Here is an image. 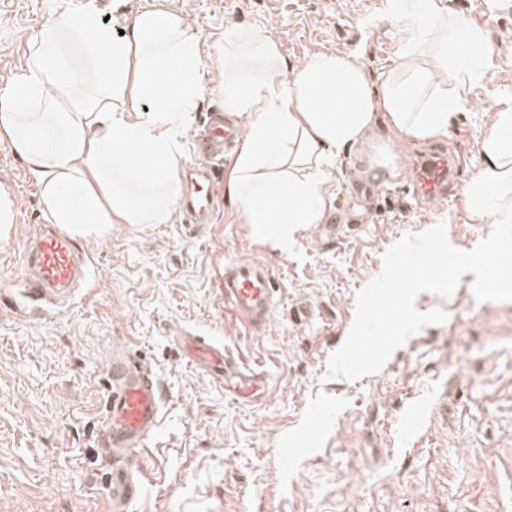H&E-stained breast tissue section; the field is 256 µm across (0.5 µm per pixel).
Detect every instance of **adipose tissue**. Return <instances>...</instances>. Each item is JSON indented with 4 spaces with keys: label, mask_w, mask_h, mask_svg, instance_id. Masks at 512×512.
<instances>
[{
    "label": "adipose tissue",
    "mask_w": 512,
    "mask_h": 512,
    "mask_svg": "<svg viewBox=\"0 0 512 512\" xmlns=\"http://www.w3.org/2000/svg\"><path fill=\"white\" fill-rule=\"evenodd\" d=\"M405 35L392 66L371 78L353 53L319 52L287 66L264 29L224 32V110L242 143L224 181L241 223L288 251L322 223L323 186L342 153L383 127L393 143L447 135L496 47L467 19L418 0L392 5ZM208 65L186 20L153 5L123 34L95 0L61 5L34 37L0 109V140L36 178L43 214L82 238L115 224L167 223L180 196L182 139L205 95ZM462 191L474 224L512 227V103L481 141Z\"/></svg>",
    "instance_id": "ef3b65f1"
}]
</instances>
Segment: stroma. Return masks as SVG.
<instances>
[{"label": "stroma", "instance_id": "1", "mask_svg": "<svg viewBox=\"0 0 512 512\" xmlns=\"http://www.w3.org/2000/svg\"><path fill=\"white\" fill-rule=\"evenodd\" d=\"M185 17L214 57L225 27L272 33L288 63L315 52L357 54L372 75L396 57L402 33L392 0H159ZM482 29L498 52L442 147L464 158L446 204L419 205L403 190L419 150L396 148L393 177L364 174L371 152L339 160L324 186L336 215L353 188L368 217L325 242L310 224L285 253L253 239L234 205L218 198L211 224H116L87 245L90 289L68 308L34 316L13 289L20 242L43 213L36 178L0 141V181L13 201L0 240V503L10 512H103L105 467L94 439L112 351L140 350L163 393L149 443V477L135 512H512V301L477 302L473 274L449 297L421 293L419 311L443 309L384 367L358 380L325 378L345 341L356 292L376 278L403 235L445 222L450 243L474 248L461 190L481 165L480 137L512 100V0H437ZM57 0H0V91L25 65ZM270 263L278 284L269 323L230 310L224 262ZM206 336L268 378L260 402L238 404L182 358L178 337ZM414 402L428 415L403 423Z\"/></svg>", "mask_w": 512, "mask_h": 512}]
</instances>
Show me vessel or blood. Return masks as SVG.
Here are the masks:
<instances>
[{
    "instance_id": "b4317fda",
    "label": "vessel or blood",
    "mask_w": 512,
    "mask_h": 512,
    "mask_svg": "<svg viewBox=\"0 0 512 512\" xmlns=\"http://www.w3.org/2000/svg\"><path fill=\"white\" fill-rule=\"evenodd\" d=\"M237 139L236 129L225 126L223 115L218 113L201 131L200 160L190 169L194 187L178 202L190 223L214 222V185L218 178L214 160ZM461 166L460 156L444 152L420 157L411 171L413 195L424 201H447ZM93 265V254L86 245L58 225L42 224L40 232L27 239L20 250L23 277L19 295L25 303L43 310L69 301L86 291ZM223 288L225 303L251 326L269 321L278 286L266 261H225ZM180 347L189 364L223 385L225 396L236 403L251 404L264 395L267 379L263 373L228 354L222 343L193 336L181 338ZM109 378L97 432L100 454L107 462L106 512H131L145 478L140 457L162 419V394L157 376L128 348L113 352Z\"/></svg>"
}]
</instances>
